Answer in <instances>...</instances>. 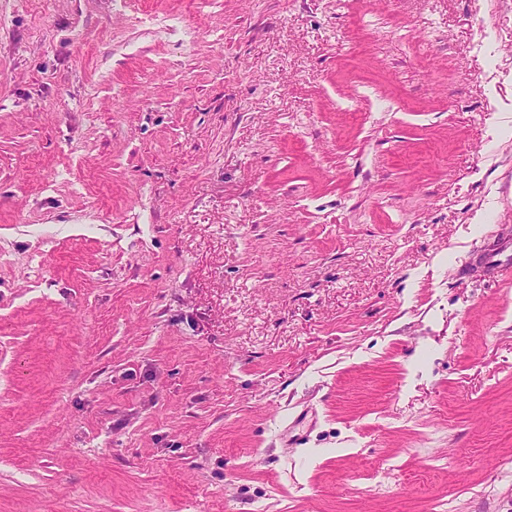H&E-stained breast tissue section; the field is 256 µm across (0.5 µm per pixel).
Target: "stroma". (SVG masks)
Returning <instances> with one entry per match:
<instances>
[{"instance_id": "1", "label": "stroma", "mask_w": 512, "mask_h": 512, "mask_svg": "<svg viewBox=\"0 0 512 512\" xmlns=\"http://www.w3.org/2000/svg\"><path fill=\"white\" fill-rule=\"evenodd\" d=\"M128 2L0 0V512H512V0ZM507 246H503L500 250H482L476 254L473 259L472 267H481L484 268L485 271L494 278L495 276H503L507 274L508 276H512V259L507 256L505 259H502L501 256Z\"/></svg>"}]
</instances>
